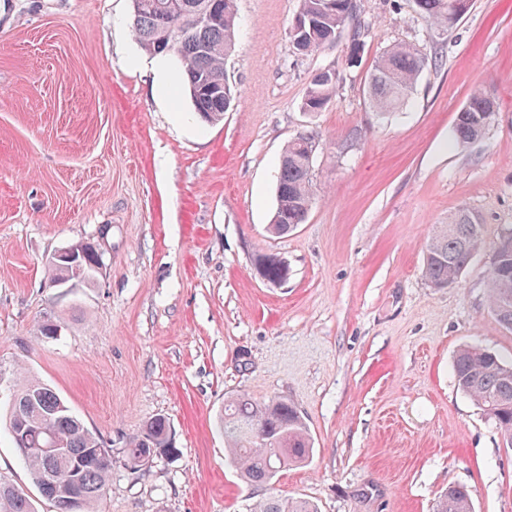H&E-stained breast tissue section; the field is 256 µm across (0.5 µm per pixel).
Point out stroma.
Returning a JSON list of instances; mask_svg holds the SVG:
<instances>
[{"label": "stroma", "instance_id": "stroma-1", "mask_svg": "<svg viewBox=\"0 0 512 512\" xmlns=\"http://www.w3.org/2000/svg\"><path fill=\"white\" fill-rule=\"evenodd\" d=\"M350 42L306 55L290 39L299 0H238L226 76L236 92L207 124L185 92L158 84L131 34V0H0V411L26 379L49 385L110 450L102 512H248L263 497L319 512H432L448 486L475 512H512V448L457 388L452 359L473 345L512 359L487 272L512 232V0H474L448 31L415 0H358ZM428 58L408 102L376 112L368 77L389 46ZM335 71L322 111L302 99ZM495 115L483 140L456 146L475 87ZM317 135L304 224L271 234L289 140ZM459 209L484 246L457 283L435 288L424 259ZM97 244L103 269L72 298L55 338L46 268L59 250ZM288 263L271 286L257 255ZM300 410L309 460L264 487L224 458L217 420L238 395ZM166 416L175 454L137 469L126 441ZM0 482L54 512L0 427Z\"/></svg>", "mask_w": 512, "mask_h": 512}]
</instances>
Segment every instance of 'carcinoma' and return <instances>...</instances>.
Wrapping results in <instances>:
<instances>
[{"mask_svg": "<svg viewBox=\"0 0 512 512\" xmlns=\"http://www.w3.org/2000/svg\"><path fill=\"white\" fill-rule=\"evenodd\" d=\"M171 0H139L133 8L131 28L142 49L152 55L173 56L181 65L182 87L194 110L204 121L217 124L224 119V99L203 90L205 81L226 82L225 65L237 34V0H218L223 14L219 23L199 29L189 27L188 18L176 11L162 23V14ZM325 0H300L299 13L309 19L306 28L290 33L300 39L306 52L336 43L343 34L360 43L362 22L358 5L351 10L326 11ZM419 10L438 29L458 21L454 5L470 11L472 0H416ZM427 65V57L417 48L394 45L376 62L370 76L369 95L377 112L385 114L402 107ZM337 78L313 79L305 94V105L318 111L332 99ZM495 112V99L485 89L473 90L457 112L453 138L468 147L475 138H483ZM315 139L311 134L288 141L279 161L276 203L288 205V223L305 222L313 203L312 182ZM484 244L482 225L470 212L457 211L448 216L430 238L425 277L442 288L455 283L467 268L471 257ZM264 276L270 281L288 275L276 254H263ZM490 306L503 327L512 330V233L499 239L489 268ZM64 310L53 312L39 325L47 338L59 327ZM458 389L471 398L498 425L505 443H512V361L471 346L460 348L453 360ZM23 420L27 426L15 431ZM224 441L229 460L243 478L255 485L271 482L280 468L302 464L313 453V441L303 417L294 403L284 399L254 401L245 396L224 406ZM8 430L15 447L28 465L33 480L55 512H73L72 494L78 492V512H96L94 506L106 493L113 458L102 441L91 434L69 406L48 385L29 379L17 391L9 407ZM61 445L62 453L46 452L51 443ZM176 452L170 439V425L163 416L149 421L144 430L129 439L123 459L131 467L158 454ZM0 512H34L31 499L14 487L0 483ZM252 512H318L305 499L283 501L268 497L256 502ZM433 512H473L470 489L462 484L448 486Z\"/></svg>", "mask_w": 512, "mask_h": 512, "instance_id": "carcinoma-1", "label": "carcinoma"}]
</instances>
